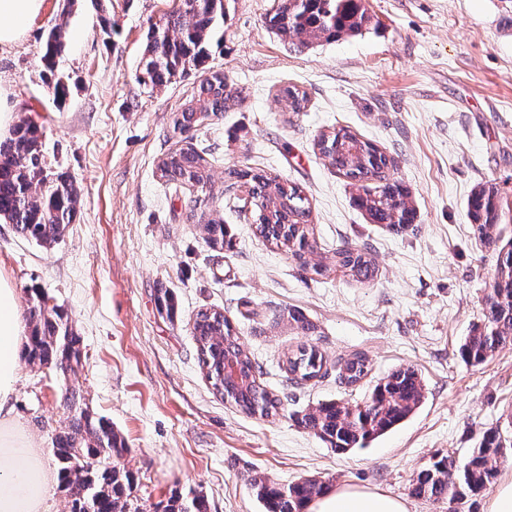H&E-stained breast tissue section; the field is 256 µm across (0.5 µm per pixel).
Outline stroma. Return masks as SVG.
<instances>
[{"mask_svg":"<svg viewBox=\"0 0 512 512\" xmlns=\"http://www.w3.org/2000/svg\"><path fill=\"white\" fill-rule=\"evenodd\" d=\"M278 3L224 0V38L208 66L243 96L186 133L173 119L203 73L161 88L136 77L148 27L180 0H76L67 12L63 0H43L21 41L0 50V87L16 119L39 126L47 170L67 172L79 189L77 220L53 245L28 242L0 220V278L24 308L31 289L43 291L82 338L71 372L20 359L16 412L53 470L66 398L79 394L123 436L122 462L145 512L176 489L202 492L209 512H264L249 484L257 472L283 485L316 478L330 489L377 490L405 499L408 512H448L411 496L415 474L438 456L464 463L484 430L512 440V344L479 365L459 354L483 319L496 267L472 235L467 200L476 187H497L512 236V0H363L371 22L362 34L301 52L266 25ZM59 23L62 101L41 62L43 35ZM288 87L306 93L304 111L291 110ZM339 127L393 159L392 175L419 208L411 234L368 223L348 179L318 154L317 136ZM186 140L210 163L207 190L160 177V160ZM228 168L302 188L314 245L305 261L256 235L253 207L225 181ZM211 219L227 226L218 251L201 234ZM342 245L368 247L372 280L312 275L310 264ZM162 288L174 316L159 309ZM203 308L236 320L284 411L248 416L214 392L192 332ZM292 311L314 331L291 325ZM303 344L323 353L328 372L296 383L285 359ZM355 353L371 371L348 388L339 366ZM402 366L421 375L424 399L369 447L339 454L297 425L318 403L361 400Z\"/></svg>","mask_w":512,"mask_h":512,"instance_id":"stroma-1","label":"stroma"}]
</instances>
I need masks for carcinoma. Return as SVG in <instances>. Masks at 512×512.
<instances>
[{
  "label": "carcinoma",
  "instance_id": "carcinoma-1",
  "mask_svg": "<svg viewBox=\"0 0 512 512\" xmlns=\"http://www.w3.org/2000/svg\"><path fill=\"white\" fill-rule=\"evenodd\" d=\"M368 21L361 0H282L266 18L269 29L297 51L328 42L344 34L355 35ZM224 26V0H182V6L160 25L150 27L139 62L137 79L153 88L164 87L190 68L203 69L210 57V45ZM64 50L63 26H53L43 43L46 72L54 78L57 97L68 94V86L54 77L55 60ZM237 95L223 84L205 79L192 103L174 120L183 129L197 123V114L217 115L230 109ZM316 146L322 158L357 188L361 182L377 178L382 185L373 193L354 197L370 223L394 235L414 230L418 210L411 192L400 181L385 175L391 160L370 142L359 140L345 128L319 136ZM161 177L175 184L194 182L200 189L210 184L204 153L194 146L182 147L174 157L158 165ZM246 178L251 186L256 233L275 246H286L299 260L313 251L310 243L311 208L299 186L276 176L227 169L224 179ZM498 191L492 185L477 187L468 201L472 233L479 244L497 253V265L485 299V319L473 327L460 345V355L468 363H484L498 349L512 343V239L503 241L499 232ZM78 216V189L70 176L59 171L46 173L39 127L27 120L16 124L12 136L0 142V219L13 225L18 236L40 246L58 242L68 225ZM204 241L224 248V222L203 225ZM341 269L359 280H371L376 267L364 248H336L326 261L315 263L311 271L322 275ZM30 334L25 355L33 363L57 367L79 358L81 337L57 306H49L42 291L33 289L29 301ZM198 353L209 359L212 386L222 385V397L240 411L272 417L282 407L281 399L257 379L256 366L244 350L231 321L214 309L199 310L194 319ZM235 360L243 379L236 386L225 381L219 368L221 357ZM326 360L313 346L303 345L287 358L288 373L300 381L324 375ZM369 372L368 361L354 354L340 367L339 379L354 386ZM424 384L412 367H399L373 386L365 399L357 402L331 400L317 404L296 418L338 454L363 448L391 431L419 407ZM68 425L53 439L61 488L67 493L70 512H142L133 496L135 478L121 459L128 451L124 438L112 422L82 406L75 394L67 396ZM506 446L496 429L483 431L471 449L463 469L448 483L454 468L449 457L435 459L418 471L410 493L418 499L441 501L458 512L453 504L472 501L495 480L500 450ZM250 487L265 512H303L305 504L320 495L325 485L303 479L288 486L254 473ZM205 496L197 491H174L161 512H208Z\"/></svg>",
  "mask_w": 512,
  "mask_h": 512
}]
</instances>
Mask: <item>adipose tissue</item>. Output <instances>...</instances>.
<instances>
[{"label": "adipose tissue", "instance_id": "ef3b65f1", "mask_svg": "<svg viewBox=\"0 0 512 512\" xmlns=\"http://www.w3.org/2000/svg\"><path fill=\"white\" fill-rule=\"evenodd\" d=\"M43 0H0V48L20 41ZM24 338L23 314L15 288L0 279V512H46L56 475L47 469L15 412L14 384ZM305 512H408L401 499L339 487L308 502Z\"/></svg>", "mask_w": 512, "mask_h": 512}]
</instances>
